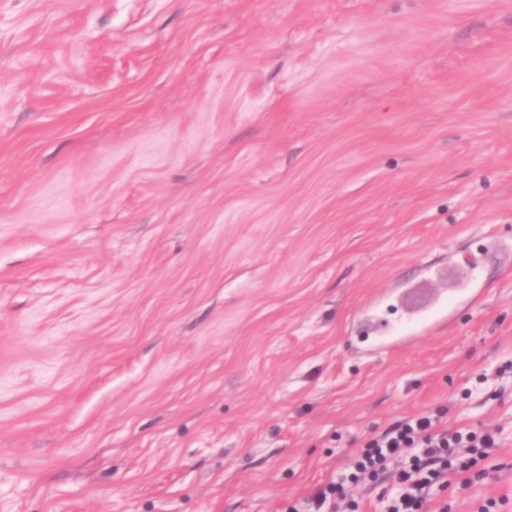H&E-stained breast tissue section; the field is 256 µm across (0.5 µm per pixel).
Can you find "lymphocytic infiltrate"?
Returning <instances> with one entry per match:
<instances>
[{"instance_id": "obj_1", "label": "lymphocytic infiltrate", "mask_w": 512, "mask_h": 512, "mask_svg": "<svg viewBox=\"0 0 512 512\" xmlns=\"http://www.w3.org/2000/svg\"><path fill=\"white\" fill-rule=\"evenodd\" d=\"M445 409L409 417L370 438L337 480L318 485L307 502L309 512H339L346 486L373 481L395 471V492L387 512H429L432 489L452 483L467 487L488 478L479 463L496 448L494 434L473 437L442 429Z\"/></svg>"}]
</instances>
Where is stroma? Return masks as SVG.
I'll use <instances>...</instances> for the list:
<instances>
[{
  "mask_svg": "<svg viewBox=\"0 0 512 512\" xmlns=\"http://www.w3.org/2000/svg\"><path fill=\"white\" fill-rule=\"evenodd\" d=\"M438 408L512 512V0H0V512H286ZM477 295H478V290L471 289L466 294H464L462 296L450 299L448 301V308H447L448 310L446 311V306L444 308H442L441 310H439L437 313H435L433 315L429 324L448 320V325H449L451 323L455 308L459 304H462V303H473L476 300ZM429 324H419V326L415 327V328H411V327L409 329L400 328V330H409V333L415 334V333L422 331Z\"/></svg>",
  "mask_w": 512,
  "mask_h": 512,
  "instance_id": "stroma-1",
  "label": "stroma"
}]
</instances>
